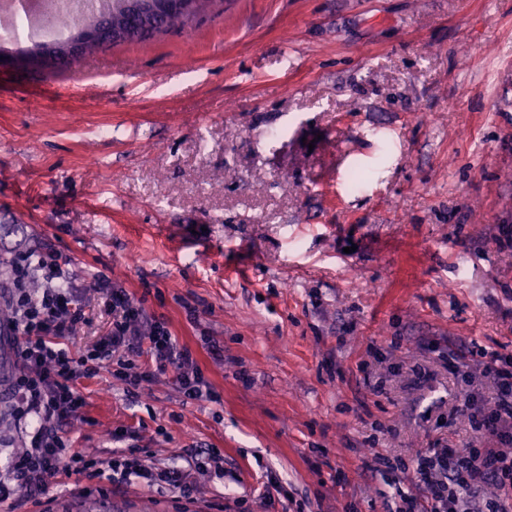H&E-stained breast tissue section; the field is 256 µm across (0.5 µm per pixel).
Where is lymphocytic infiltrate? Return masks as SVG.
Here are the masks:
<instances>
[{"label":"lymphocytic infiltrate","instance_id":"f902f5d3","mask_svg":"<svg viewBox=\"0 0 512 512\" xmlns=\"http://www.w3.org/2000/svg\"><path fill=\"white\" fill-rule=\"evenodd\" d=\"M68 263L55 248L25 247L0 262L11 288L9 343L21 364L11 380V415L21 423L35 418L21 453L0 474V502L18 507L37 502L59 475L108 477L113 487L138 477L147 485L188 491L191 474L218 462V452L192 459L187 468H150L137 446L101 459L72 451L62 428L86 405L78 378L114 367L116 378L137 386L171 376L184 399L215 393L191 349L179 344L164 322L149 319L141 301L107 278L95 280L112 312L109 332L91 350L60 345L81 321L79 290L65 273ZM472 392L460 408L472 435L465 448L429 443L406 480H395V512H512V357L486 353L479 373L464 372Z\"/></svg>","mask_w":512,"mask_h":512}]
</instances>
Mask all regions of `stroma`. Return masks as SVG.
<instances>
[{"label": "stroma", "instance_id": "obj_1", "mask_svg": "<svg viewBox=\"0 0 512 512\" xmlns=\"http://www.w3.org/2000/svg\"><path fill=\"white\" fill-rule=\"evenodd\" d=\"M38 244L88 288L63 348L107 333L103 275L219 395L100 368L72 448L109 457L123 428L150 466L222 459L187 494L63 476L21 512H264L271 481L383 512L375 453L468 426L449 351L512 355V0H208L75 73L0 68V257Z\"/></svg>", "mask_w": 512, "mask_h": 512}]
</instances>
